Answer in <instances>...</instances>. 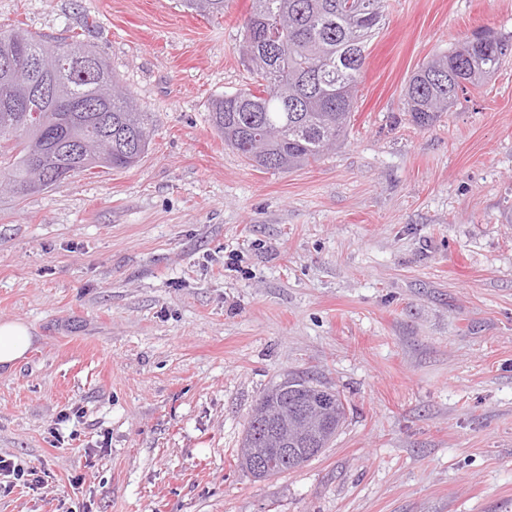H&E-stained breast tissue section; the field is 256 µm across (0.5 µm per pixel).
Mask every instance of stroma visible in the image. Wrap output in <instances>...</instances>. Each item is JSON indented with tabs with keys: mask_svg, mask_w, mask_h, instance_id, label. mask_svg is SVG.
I'll list each match as a JSON object with an SVG mask.
<instances>
[{
	"mask_svg": "<svg viewBox=\"0 0 512 512\" xmlns=\"http://www.w3.org/2000/svg\"><path fill=\"white\" fill-rule=\"evenodd\" d=\"M348 135L262 170L211 99L246 87L250 0H0V26L79 35L154 130L136 166L0 191V455L46 472L0 512H512V62L431 126L403 90L512 0H387ZM339 391L317 457H237L258 398ZM183 6L203 18L223 15L227 0H184ZM29 326L20 319L0 322V367L10 369L23 359L32 346ZM319 387L323 392L321 395H317V391L315 388ZM327 387H323L321 385H314L305 379H291L288 380V390L285 392V395L288 396V412L292 411L291 409L295 407L304 406L305 404L309 405H317L324 406V399L321 397L331 393V396L335 397V406L332 408L335 412V416L331 420H327L329 418H325L326 422L332 424L324 433H320L318 438H310L308 440H301L296 443L295 447L291 448H300V452L303 453V448H311L312 452L316 454L319 453L322 448H326L332 438L336 435L337 430L341 426L344 417H345V406L340 397V395L336 392L330 391L328 389H324ZM325 393V394H324ZM294 408V409H295ZM309 443L313 446H309ZM321 453V452H320ZM240 465L242 466V468H245L247 471H249V473L253 474V476L258 479L272 477L275 475H279V474L297 469V467L294 466L289 461H288V463H286V462L276 460L272 463L267 474L262 475L260 473H265L269 468L267 456L264 454L257 455L256 457H254L251 460V467L256 473L248 467L247 460L244 457V455L241 456ZM257 473H259V474H257Z\"/></svg>",
	"mask_w": 512,
	"mask_h": 512,
	"instance_id": "stroma-1",
	"label": "stroma"
}]
</instances>
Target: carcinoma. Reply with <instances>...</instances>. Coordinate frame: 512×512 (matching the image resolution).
Returning <instances> with one entry per match:
<instances>
[{"instance_id": "1", "label": "carcinoma", "mask_w": 512, "mask_h": 512, "mask_svg": "<svg viewBox=\"0 0 512 512\" xmlns=\"http://www.w3.org/2000/svg\"><path fill=\"white\" fill-rule=\"evenodd\" d=\"M227 0H183L203 18L224 14ZM385 0H251L244 18L241 54L255 88L212 102L209 121L224 145L259 169L286 172L311 160L346 137L371 41L385 25ZM41 56L53 73L55 100L28 98L21 83L0 79V100L26 101L41 113L28 126L22 112L0 111V174L17 193L52 190V179L37 163L46 159L56 174H92L130 168L147 154L153 132L147 113L118 90L109 63L73 35L47 39L20 28L0 29V56L11 53L19 65L25 54ZM512 56V35L482 31L435 55L410 77L404 89L413 121L429 126L449 111L466 85L478 86ZM288 408L322 406L316 385L288 381ZM332 424L317 438L296 447L325 448L345 417L337 393Z\"/></svg>"}]
</instances>
